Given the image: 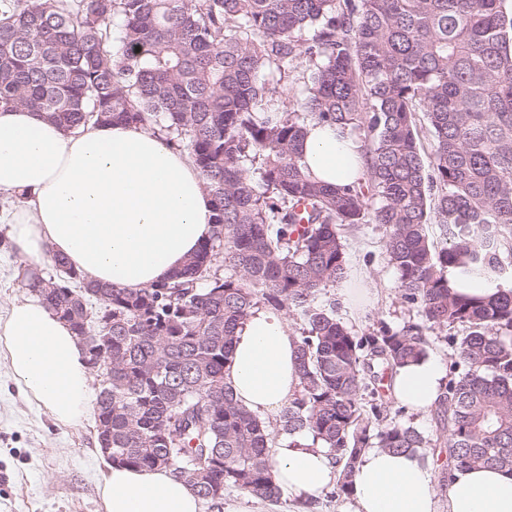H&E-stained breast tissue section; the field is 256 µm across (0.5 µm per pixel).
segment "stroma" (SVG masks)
I'll return each instance as SVG.
<instances>
[{
	"mask_svg": "<svg viewBox=\"0 0 512 512\" xmlns=\"http://www.w3.org/2000/svg\"><path fill=\"white\" fill-rule=\"evenodd\" d=\"M345 287L369 279L378 294L365 314L345 309L337 316L352 333L362 334L376 321L397 328L410 317L398 290V272L385 251V230L361 224L345 237ZM103 455L97 421L74 429L57 426L18 394L0 363V512H102L98 484Z\"/></svg>",
	"mask_w": 512,
	"mask_h": 512,
	"instance_id": "stroma-1",
	"label": "stroma"
}]
</instances>
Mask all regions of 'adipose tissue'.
Segmentation results:
<instances>
[{"label":"adipose tissue","mask_w":512,"mask_h":512,"mask_svg":"<svg viewBox=\"0 0 512 512\" xmlns=\"http://www.w3.org/2000/svg\"><path fill=\"white\" fill-rule=\"evenodd\" d=\"M303 160L329 185L364 179L359 141L309 125ZM0 223L22 262L61 254L85 282L131 290L169 280L211 234L212 201L188 152L134 124L71 133L44 113L0 107ZM0 360L26 399L56 425L79 427L93 401L86 350L70 324L37 295L0 311ZM225 381L239 404L273 419L299 388L298 343L284 312L255 311L235 332ZM448 374L432 356L397 368L396 402L434 409ZM424 449H366L338 512H512V472L453 471L438 487ZM274 481L300 503L334 487L338 468L311 436L281 438ZM104 512H205L196 491L164 467L108 466L99 483Z\"/></svg>","instance_id":"ef3b65f1"}]
</instances>
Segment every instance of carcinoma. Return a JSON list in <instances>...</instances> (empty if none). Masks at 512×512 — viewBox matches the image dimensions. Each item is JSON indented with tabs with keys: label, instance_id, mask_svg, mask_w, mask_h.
Listing matches in <instances>:
<instances>
[{
	"label": "carcinoma",
	"instance_id": "carcinoma-1",
	"mask_svg": "<svg viewBox=\"0 0 512 512\" xmlns=\"http://www.w3.org/2000/svg\"><path fill=\"white\" fill-rule=\"evenodd\" d=\"M510 32L504 0H0V105L68 131L142 125L189 151L212 199L211 235L167 282L92 285L60 256L47 278L19 266L78 336L112 313L97 394L112 464L167 467L222 512L229 488L279 500L270 449L306 434L348 495L366 449L426 447L397 421L389 380L433 333L454 348L433 410L442 481L512 471ZM302 56L309 75L288 109L281 82ZM311 121L359 138L366 183L307 174ZM359 224L385 228L418 321L356 335L320 300L345 278L344 233ZM450 270L481 292L454 291ZM266 307L293 320L299 347V389L272 425L224 382L236 328Z\"/></svg>",
	"mask_w": 512,
	"mask_h": 512
}]
</instances>
